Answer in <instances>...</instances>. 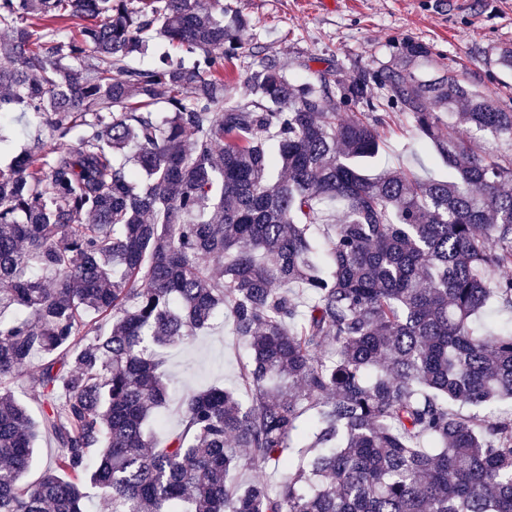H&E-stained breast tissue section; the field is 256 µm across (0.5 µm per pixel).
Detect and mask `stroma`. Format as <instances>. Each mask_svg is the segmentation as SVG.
Segmentation results:
<instances>
[{"label": "stroma", "mask_w": 512, "mask_h": 512, "mask_svg": "<svg viewBox=\"0 0 512 512\" xmlns=\"http://www.w3.org/2000/svg\"><path fill=\"white\" fill-rule=\"evenodd\" d=\"M224 0L246 14L266 48L299 83L330 69L350 77L397 60L406 39L426 44L423 74L453 75L502 101L512 100V68L500 55L512 49V0ZM377 170H402L426 179L439 176L430 145L411 121L394 117L381 127ZM243 347L223 321L165 351L166 374L175 394L241 383Z\"/></svg>", "instance_id": "stroma-1"}]
</instances>
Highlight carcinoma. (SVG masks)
Returning <instances> with one entry per match:
<instances>
[{
	"label": "carcinoma",
	"mask_w": 512,
	"mask_h": 512,
	"mask_svg": "<svg viewBox=\"0 0 512 512\" xmlns=\"http://www.w3.org/2000/svg\"><path fill=\"white\" fill-rule=\"evenodd\" d=\"M248 29L223 0H0V114L53 143L0 171V512H512V417L448 407L512 398V330L480 325L512 312V153L475 148L512 109L412 39L298 84ZM153 31L177 55L132 65ZM395 115L447 178L365 174ZM220 314L247 396L189 391L165 432L162 350ZM224 84H226L228 95L241 97L248 92L245 74L240 69H236L231 61H224ZM60 450L55 439L51 435L44 434L38 443L36 463L28 475V480L30 482L37 480L42 471L54 466Z\"/></svg>",
	"instance_id": "obj_1"
}]
</instances>
